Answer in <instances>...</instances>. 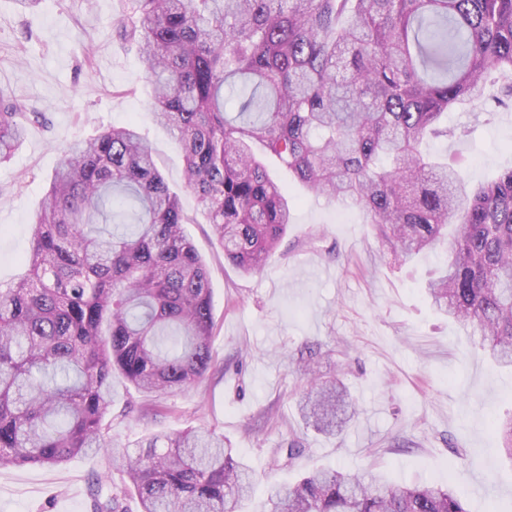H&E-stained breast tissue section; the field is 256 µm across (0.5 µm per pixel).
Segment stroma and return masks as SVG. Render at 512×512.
<instances>
[{
    "label": "stroma",
    "mask_w": 512,
    "mask_h": 512,
    "mask_svg": "<svg viewBox=\"0 0 512 512\" xmlns=\"http://www.w3.org/2000/svg\"><path fill=\"white\" fill-rule=\"evenodd\" d=\"M129 5L38 0L23 10L0 0V88L48 118L29 124L14 157L0 164V283L24 271L31 218L63 151L130 123L178 192L191 219L185 233L210 271L209 371L192 389L156 397L113 378L111 437L133 447L190 426L223 432L254 474L242 512H269L272 488L315 468L357 473L371 464L403 486H451L470 512H512V461L489 424L512 418V369L494 366L479 337L427 300L425 282L445 246L398 262L361 211L314 196L273 161L271 176L296 200L292 222L259 275L239 274L183 188L177 144L147 110L151 88L138 53L113 34ZM448 125L456 137L431 149L453 157L471 184L512 167V107L455 110ZM307 344L320 345L323 379L342 381L358 408L333 436L299 418L307 383L294 359ZM98 479L124 486L122 460L99 454L59 467L0 466V512H92Z\"/></svg>",
    "instance_id": "35a3bbf8"
}]
</instances>
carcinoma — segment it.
Instances as JSON below:
<instances>
[{"label": "carcinoma", "mask_w": 512, "mask_h": 512, "mask_svg": "<svg viewBox=\"0 0 512 512\" xmlns=\"http://www.w3.org/2000/svg\"><path fill=\"white\" fill-rule=\"evenodd\" d=\"M116 38L141 57L148 111L184 159L185 188L241 274L260 273L291 224L277 159L317 196L348 203L407 260L448 241L425 285L432 307L512 367V168L472 188L424 151L452 109L501 83L512 106V0H132ZM45 121L0 92V163ZM178 195L133 125L64 150L32 218L27 272L0 284V464L128 459L130 486L93 512H236L252 471L214 429L154 434L130 455L109 440L116 374L163 395L213 360L206 263ZM320 352L296 358L307 422L336 432L345 390ZM271 512H470L454 490L402 487L368 468H317L270 496Z\"/></svg>", "instance_id": "obj_1"}]
</instances>
